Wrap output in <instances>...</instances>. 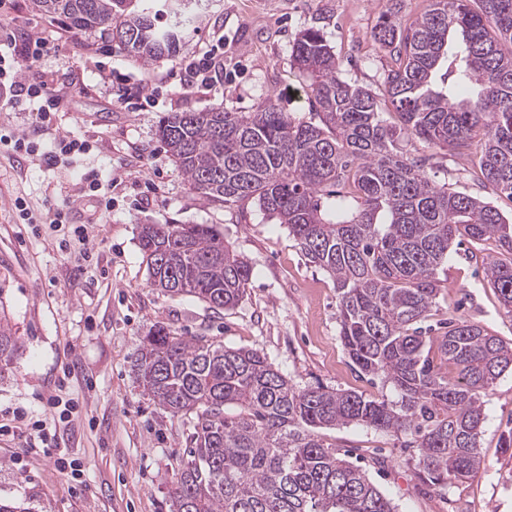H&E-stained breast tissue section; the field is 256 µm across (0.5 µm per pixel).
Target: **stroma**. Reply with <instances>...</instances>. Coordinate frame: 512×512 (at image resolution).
<instances>
[{
    "mask_svg": "<svg viewBox=\"0 0 512 512\" xmlns=\"http://www.w3.org/2000/svg\"><path fill=\"white\" fill-rule=\"evenodd\" d=\"M193 22L175 56L143 62L119 45L100 51L101 34L59 41L57 20L33 0L0 13V36L33 30L56 49L26 65L31 80L67 91L70 105L53 118V134L32 109L0 112V314L18 349L0 372V499L32 512H172L171 492L193 422L157 405L133 375L142 338L156 324L178 335L202 336L233 348L254 349L298 389L323 387L397 400L381 376L353 365L339 336L336 285L304 258L286 225L256 201L232 205L191 191L157 136L167 112H200L216 105L253 112L274 102L312 121L305 82L291 45L305 29L319 30L332 47L343 80L380 100L381 117L399 125L384 105L387 52L372 33L387 0H177ZM215 50L224 70L217 83L193 90L179 81L183 66ZM143 83L159 104L132 112L116 106L119 87ZM87 141V153L43 165L38 154L17 156L9 141L25 136L38 149L51 135ZM409 155L427 160L430 179L491 202L512 219V199L477 181L479 149H439L406 141ZM112 182V210L88 225L91 256L74 275L78 244L68 224L51 226L47 201L74 199L83 175ZM27 217H20L16 199ZM145 224H210L243 257L253 274L243 298L217 313L196 298L153 288L139 249ZM497 256L495 240H462L441 281L430 324L463 317L512 343V314L485 280L471 253ZM69 402L68 417L49 400ZM480 440L485 465L469 479L434 486L419 478L406 435L349 425L330 430L339 453L365 471L398 512H512V372L496 380L483 403ZM40 421L59 449L83 466L80 478L62 473L54 454L31 452L26 425Z\"/></svg>",
    "mask_w": 512,
    "mask_h": 512,
    "instance_id": "35a3bbf8",
    "label": "stroma"
}]
</instances>
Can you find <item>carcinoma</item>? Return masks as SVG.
I'll return each instance as SVG.
<instances>
[{
    "label": "carcinoma",
    "instance_id": "cac0c4a2",
    "mask_svg": "<svg viewBox=\"0 0 512 512\" xmlns=\"http://www.w3.org/2000/svg\"><path fill=\"white\" fill-rule=\"evenodd\" d=\"M373 38L392 64L386 96L402 119L379 116L376 97L338 75L320 31L301 32L291 58L320 123L269 103L256 112H169L158 137L189 188L224 203L255 199L336 283L339 336L358 370L382 376L400 400L321 387L298 390L253 350L213 345L157 325L134 378L175 417L195 419L174 489L175 512H395L366 474L321 430L351 424L413 436L418 474L433 485L483 466L482 398L512 371V344L466 319L429 336L423 322L456 239L493 238L512 256V224L490 203L431 182L402 142L458 150L481 136L475 177L512 198V0H426L410 23L396 0ZM77 33L102 32L143 60L176 54L175 13L163 26L140 0H35ZM139 246L150 284L214 310L238 304L252 269L208 224H145ZM512 314V259H482ZM17 350L0 321V369ZM437 352L453 381L437 371ZM238 414L229 416L226 407Z\"/></svg>",
    "mask_w": 512,
    "mask_h": 512
}]
</instances>
